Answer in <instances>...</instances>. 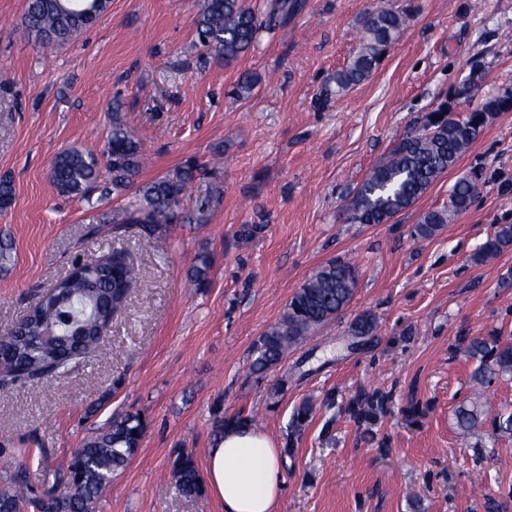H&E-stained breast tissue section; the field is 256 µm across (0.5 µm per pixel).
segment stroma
I'll return each instance as SVG.
<instances>
[{
	"label": "stroma",
	"mask_w": 512,
	"mask_h": 512,
	"mask_svg": "<svg viewBox=\"0 0 512 512\" xmlns=\"http://www.w3.org/2000/svg\"><path fill=\"white\" fill-rule=\"evenodd\" d=\"M301 9L232 64L195 43L198 0H112L74 43L42 50L0 0V212L13 259L0 271V334L11 330L75 260L129 254L143 286L95 356L62 379L0 388V443L11 461L67 466L97 429L139 415L144 434L93 512H224L208 491L187 498L174 466L204 468L218 424L254 417L283 451L277 512H512V432L484 419L457 426L464 402L512 413V373L474 378L473 340L512 343V247L474 253L512 224V111L414 206L385 224H354L347 204L430 112H465L459 91L512 95V0H300ZM408 21L373 75L343 95L330 78L359 46L365 11ZM256 76L243 94L239 83ZM139 139L147 183L198 167L183 221L154 236L113 232L127 196L60 195L50 162L75 148L106 163L113 121ZM481 177L471 207L434 237L420 216L454 185ZM210 252L206 286L188 279ZM333 260L360 278L339 317L278 364L252 370L257 345L288 303ZM368 312L374 335L352 336ZM310 410L297 421L302 404Z\"/></svg>",
	"instance_id": "stroma-1"
}]
</instances>
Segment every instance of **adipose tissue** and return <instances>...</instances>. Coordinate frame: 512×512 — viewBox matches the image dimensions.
<instances>
[{
    "label": "adipose tissue",
    "instance_id": "ef3b65f1",
    "mask_svg": "<svg viewBox=\"0 0 512 512\" xmlns=\"http://www.w3.org/2000/svg\"><path fill=\"white\" fill-rule=\"evenodd\" d=\"M204 481L224 512H276L283 488L280 452L255 427L227 429L208 452Z\"/></svg>",
    "mask_w": 512,
    "mask_h": 512
}]
</instances>
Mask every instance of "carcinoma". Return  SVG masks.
I'll return each mask as SVG.
<instances>
[{"instance_id":"cac0c4a2","label":"carcinoma","mask_w":512,"mask_h":512,"mask_svg":"<svg viewBox=\"0 0 512 512\" xmlns=\"http://www.w3.org/2000/svg\"><path fill=\"white\" fill-rule=\"evenodd\" d=\"M93 6L89 0H27L21 25L43 48L61 46L78 39L98 18L86 14ZM298 4L296 0H269L265 4L267 20L248 0H202L195 19L200 45L228 64L237 60L255 42L260 30H272L277 20H288ZM406 17L385 8L367 12L361 20L359 48L346 67L336 71L330 82L340 94L367 80L379 59L395 41ZM512 110V96H490L478 108L463 116L440 109L437 118H429L413 136L403 140L389 159L374 167L353 194L349 220L354 224H385L409 209L437 178L451 168L484 132L499 112ZM141 163V146L120 122L112 121L109 139L110 191L131 192L132 201L112 217L113 229L138 224L143 232L153 233L163 224L180 218L179 204L195 178L196 167L187 166L175 175L148 183L135 180ZM51 178L60 194L90 198L97 189L100 171L96 158L76 149L60 151L51 162ZM478 177L459 180L442 208L420 216L415 235L431 238L453 217L465 212L479 193ZM512 246V225L503 224L481 245L476 260L484 263ZM211 267L208 254L196 257L191 278L199 287L207 280ZM359 280L356 264L334 261L323 266L294 294L284 316L271 326L257 346L252 367L263 371L281 362L288 350L316 327L336 318L353 298ZM140 287L137 270L128 262L112 267L99 266L61 280L42 299L33 318L21 329L0 335V359L12 370L35 380L57 378L68 364L86 356L96 347L100 328L112 324V312L124 305L128 295ZM43 324L57 326L59 338L46 348L40 341ZM376 320L359 315L351 324V335H372ZM471 354L495 356L499 369L512 370V345L504 348L474 343ZM483 412L465 403L455 411L457 424L474 428ZM144 424L137 415H127L109 423L76 449L63 472L43 467L36 472L20 463L10 481L0 487V512H25L27 506L38 512H92L94 502L110 485L112 474L123 467L138 447ZM174 477L186 496L196 495L201 476L193 458L181 456Z\"/></svg>"}]
</instances>
